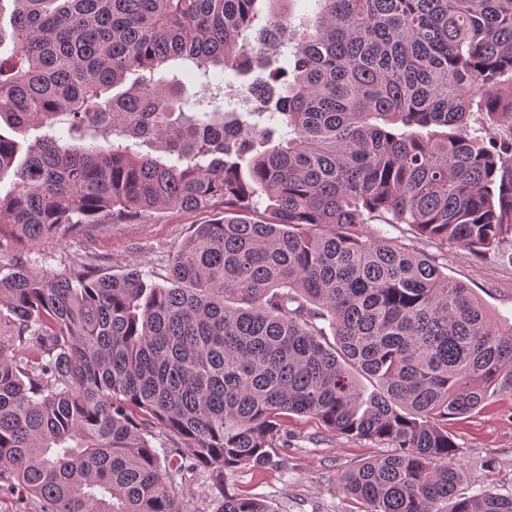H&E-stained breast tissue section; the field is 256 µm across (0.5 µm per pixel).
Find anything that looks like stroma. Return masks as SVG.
Wrapping results in <instances>:
<instances>
[{"label":"stroma","instance_id":"obj_1","mask_svg":"<svg viewBox=\"0 0 512 512\" xmlns=\"http://www.w3.org/2000/svg\"><path fill=\"white\" fill-rule=\"evenodd\" d=\"M212 217L209 210L189 215L168 209L115 224H89L77 237L47 238L26 251L13 238L1 237L0 275L22 253L38 271L67 272L82 264L119 275L134 265L148 280L160 284L170 256L193 225ZM386 233L443 257L450 278L472 288L497 321L512 322V240L478 255L417 240L405 224L387 228ZM286 427L287 447L276 448L269 465L238 472L226 481V491L261 498L272 512H360L361 503L340 492L338 479L360 463L388 454V447L332 436L309 417L290 416ZM448 431L460 449L464 469L460 493L470 497L491 491L511 496L512 399L493 398L480 411L450 420ZM175 486L183 512H216L218 499L205 472L184 473Z\"/></svg>","mask_w":512,"mask_h":512}]
</instances>
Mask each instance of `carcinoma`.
<instances>
[{
	"mask_svg": "<svg viewBox=\"0 0 512 512\" xmlns=\"http://www.w3.org/2000/svg\"><path fill=\"white\" fill-rule=\"evenodd\" d=\"M11 2L0 124L43 134L0 129V237L217 214L164 285L15 259L0 481L40 512H182L173 476L201 469L216 512H272L224 482L287 445L293 414L393 449L339 478L364 512H512V496L458 494L448 434L512 398V325L374 228L476 253L512 235V0H317L305 28L290 0ZM215 69L254 75L246 111L225 109ZM153 426L187 463L161 467Z\"/></svg>",
	"mask_w": 512,
	"mask_h": 512,
	"instance_id": "cac0c4a2",
	"label": "carcinoma"
}]
</instances>
